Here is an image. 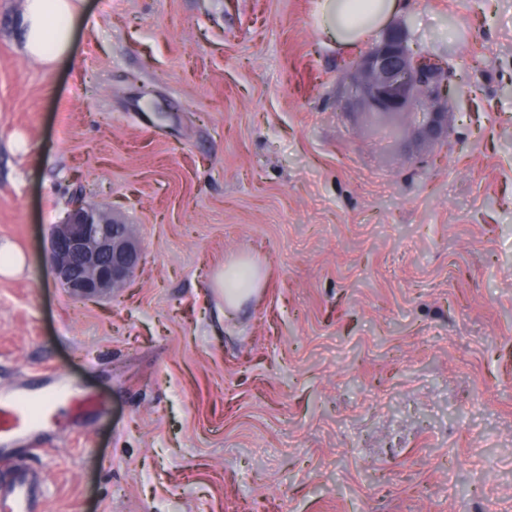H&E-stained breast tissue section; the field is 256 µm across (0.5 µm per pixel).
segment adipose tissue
Instances as JSON below:
<instances>
[{
	"mask_svg": "<svg viewBox=\"0 0 512 512\" xmlns=\"http://www.w3.org/2000/svg\"><path fill=\"white\" fill-rule=\"evenodd\" d=\"M346 0H317L319 25L335 37L337 47L353 49L373 38L399 12V0H364L366 10L356 23L344 19ZM82 12V0H26L25 51L49 65L72 53L74 24Z\"/></svg>",
	"mask_w": 512,
	"mask_h": 512,
	"instance_id": "obj_1",
	"label": "adipose tissue"
}]
</instances>
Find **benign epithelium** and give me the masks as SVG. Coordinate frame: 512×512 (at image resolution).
<instances>
[{
    "mask_svg": "<svg viewBox=\"0 0 512 512\" xmlns=\"http://www.w3.org/2000/svg\"><path fill=\"white\" fill-rule=\"evenodd\" d=\"M451 77L449 64L413 51L400 22L391 23L348 71L351 93L365 114L403 116L405 125L394 128V137L409 131L431 143L448 138ZM51 256L62 287L84 300L125 288L141 261L131 225L82 197L54 226Z\"/></svg>",
    "mask_w": 512,
    "mask_h": 512,
    "instance_id": "7a95c632",
    "label": "benign epithelium"
}]
</instances>
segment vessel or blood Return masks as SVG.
<instances>
[{
    "instance_id": "b4317fda",
    "label": "vessel or blood",
    "mask_w": 512,
    "mask_h": 512,
    "mask_svg": "<svg viewBox=\"0 0 512 512\" xmlns=\"http://www.w3.org/2000/svg\"><path fill=\"white\" fill-rule=\"evenodd\" d=\"M68 396L62 379L37 390L0 389V459L16 453V441L36 439L44 416ZM0 512H44L43 491L36 475L19 469L0 482Z\"/></svg>"
}]
</instances>
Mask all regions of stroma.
<instances>
[{
	"label": "stroma",
	"instance_id": "stroma-1",
	"mask_svg": "<svg viewBox=\"0 0 512 512\" xmlns=\"http://www.w3.org/2000/svg\"><path fill=\"white\" fill-rule=\"evenodd\" d=\"M0 0V387L63 402L0 475L45 512H512V0H406L456 77L447 141L374 135L317 0H84L71 57ZM86 190L132 282L71 297ZM255 264L234 313L214 286ZM481 454H474V446ZM57 280L67 292L95 300L126 288L141 261L130 224L82 197L72 200L51 236ZM26 258L8 244H0V275L12 276L25 268ZM239 266L250 267L252 271L251 288L247 295L250 293H255L257 288H260L261 286L260 273L256 267L241 264L239 262H235L226 266L216 275L214 285L215 288H220V290L224 292V305L228 310H234L243 298V295L239 294L238 292H232L227 289L229 276L233 273L234 269ZM40 480L29 471L18 469L0 483L1 512H44Z\"/></svg>",
	"mask_w": 512,
	"mask_h": 512
}]
</instances>
